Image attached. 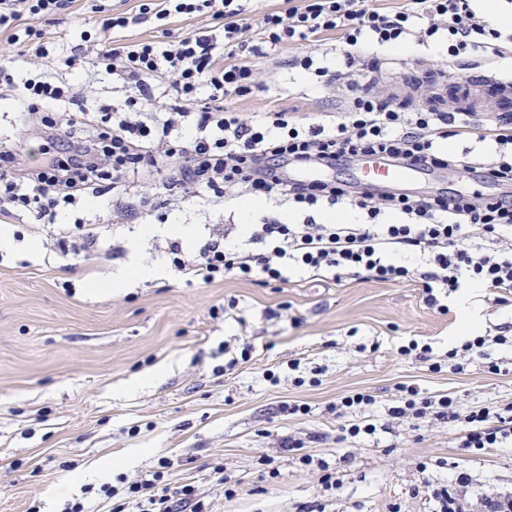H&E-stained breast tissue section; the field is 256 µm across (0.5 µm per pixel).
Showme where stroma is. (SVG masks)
<instances>
[{
	"instance_id": "35a3bbf8",
	"label": "stroma",
	"mask_w": 512,
	"mask_h": 512,
	"mask_svg": "<svg viewBox=\"0 0 512 512\" xmlns=\"http://www.w3.org/2000/svg\"><path fill=\"white\" fill-rule=\"evenodd\" d=\"M136 8V0H76L75 18L90 17L92 5ZM44 29L78 43L74 20ZM315 54L329 71L346 69L348 56L378 60L376 77L357 71L354 81L413 112L438 102L455 105L470 90L467 65L509 70L512 62L472 53L466 66L449 60L445 39L406 44L363 41L347 47L341 33L278 47L268 58H249L256 89L232 98L245 120L264 113H296L305 125L337 120L353 80L326 81L291 66ZM448 147L474 162L473 171L437 170L410 184L418 195L439 191L467 196L493 193L480 170L491 145L451 138ZM149 208L118 198L84 211L97 239L93 252L73 257L53 246L38 225L7 219L9 240L0 245V512H61L70 498L88 512H110L103 484L124 489L170 462L172 486L193 484L209 512H298L304 503L324 512H437L419 475L432 484L458 486L466 512H486L491 499H512V446L479 452L461 449L454 427L426 417L393 421L388 409L406 384L447 395L465 409L512 403V349L494 345L490 360L468 357L463 368L432 370L398 349L415 338L430 344L434 359L463 342L457 297L449 312L423 303L422 286L349 279L315 280L293 269L287 283L256 284L227 277L189 286L173 270L155 280H134L106 291L112 276L131 258L168 262L165 238L141 239L139 227L172 217L206 240L212 224H235L233 209L201 203L169 206L152 186L142 188ZM129 242L125 256L112 246ZM472 302L483 336H512V294L474 290ZM247 334L251 358L240 361L235 338ZM234 370H225L229 358ZM500 373H490L488 361ZM367 392L373 406L349 417L377 430L336 444L339 421L332 407ZM299 406L296 414L286 405ZM317 441L307 447L315 463L303 465L284 439ZM275 458L279 475L264 496L246 494L263 455ZM224 463L244 490L228 497L211 470ZM345 472L329 493L319 464Z\"/></svg>"
}]
</instances>
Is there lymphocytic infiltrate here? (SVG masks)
Returning <instances> with one entry per match:
<instances>
[{
  "instance_id": "1",
  "label": "lymphocytic infiltrate",
  "mask_w": 512,
  "mask_h": 512,
  "mask_svg": "<svg viewBox=\"0 0 512 512\" xmlns=\"http://www.w3.org/2000/svg\"><path fill=\"white\" fill-rule=\"evenodd\" d=\"M472 0H408L396 11L369 0H304L285 12L265 14L258 37L243 39L247 25L242 0H141L137 10L93 19L80 42L62 48L38 29L37 21L69 14L74 0H0V31L10 44L25 47L33 65L23 88H16L8 67L0 65V104L19 112L22 133L0 141V215L35 218L55 225L63 251H90L95 239L82 218L57 225L60 209H82L108 194H123L137 176L162 193L219 208L242 197L282 198L308 211L300 224L264 219L249 229L250 249L233 244L222 226L206 242L184 248L169 241L166 252L178 275L189 284L208 285L227 276L267 285L287 279L290 265L314 277L336 282L366 278L400 283L418 277L428 309L447 314L449 295L468 285L512 290V120L470 118L421 109L405 112L374 95L354 97L343 121L307 129L285 112H271L252 124L229 104L250 93V66L236 56L263 54L331 32H343L347 44L360 38L393 44L409 37L437 35L448 42L456 62L489 50L503 55L501 34L475 10ZM207 16L212 26L171 41L114 42V35L145 23L158 26L176 18ZM429 18L421 30L413 18ZM105 71L125 95L123 110L101 106L74 118L70 108L81 93L74 75L87 68ZM36 131L43 159L30 163L23 135ZM451 137L496 144L491 163L503 190L492 197L439 192L419 197L403 190L300 179L296 169L329 167L348 158L378 156L398 166L458 169L461 158L444 153ZM344 204L364 212L362 224H320L312 212ZM398 214L383 223L385 213ZM426 256L412 268L391 258V251ZM398 421L425 416L460 424L466 449L497 448L512 441V405L465 411L448 396H428L408 386L389 407ZM168 461L146 479L124 490L105 484L101 493L112 512H204L193 485L170 488Z\"/></svg>"
}]
</instances>
